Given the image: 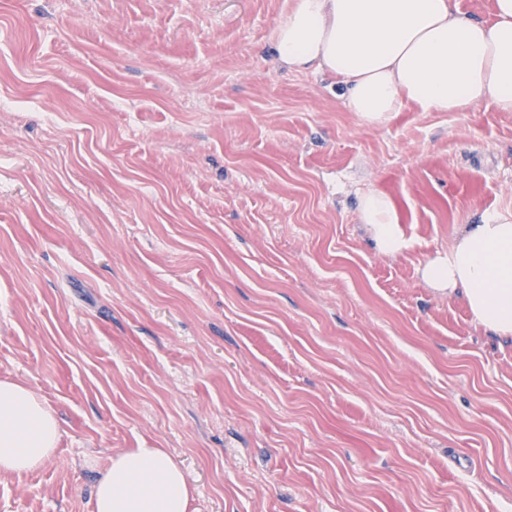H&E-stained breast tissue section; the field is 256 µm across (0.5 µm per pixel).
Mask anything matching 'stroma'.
<instances>
[{
	"mask_svg": "<svg viewBox=\"0 0 512 512\" xmlns=\"http://www.w3.org/2000/svg\"><path fill=\"white\" fill-rule=\"evenodd\" d=\"M288 4L0 0V380L63 432L0 512L144 447L193 512H512V341L420 274L512 211V112L364 124L278 64ZM360 220L369 228L371 238L380 252L396 256L410 247L395 207L383 191L369 188L362 193Z\"/></svg>",
	"mask_w": 512,
	"mask_h": 512,
	"instance_id": "stroma-1",
	"label": "stroma"
}]
</instances>
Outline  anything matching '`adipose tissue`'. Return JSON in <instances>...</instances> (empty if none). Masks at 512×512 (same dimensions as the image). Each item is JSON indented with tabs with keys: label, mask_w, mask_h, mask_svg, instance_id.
<instances>
[{
	"label": "adipose tissue",
	"mask_w": 512,
	"mask_h": 512,
	"mask_svg": "<svg viewBox=\"0 0 512 512\" xmlns=\"http://www.w3.org/2000/svg\"><path fill=\"white\" fill-rule=\"evenodd\" d=\"M493 2V21L479 22L457 0H291L273 47L281 65L337 76L347 108L368 125L404 110L460 112L484 103L512 112V0ZM360 219L380 252L409 248L383 191L362 193ZM420 273L475 324L512 337V212L465 225ZM61 436L55 412L34 390L0 380V475L37 469ZM190 501L185 476L165 451L133 448L101 473L92 512H189Z\"/></svg>",
	"instance_id": "adipose-tissue-1"
}]
</instances>
